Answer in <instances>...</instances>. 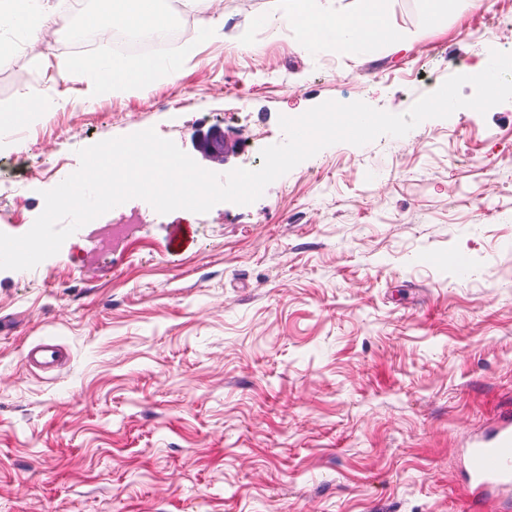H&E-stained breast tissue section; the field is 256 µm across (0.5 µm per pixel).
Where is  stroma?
<instances>
[{
	"label": "stroma",
	"mask_w": 512,
	"mask_h": 512,
	"mask_svg": "<svg viewBox=\"0 0 512 512\" xmlns=\"http://www.w3.org/2000/svg\"><path fill=\"white\" fill-rule=\"evenodd\" d=\"M281 0L171 14L187 35L143 96L87 100L71 51L8 31L0 112L57 99L0 153V232L20 236L79 149L148 128L204 169H256L280 115L327 100L407 112L460 70L512 52V0H384L411 50L342 56L257 26ZM249 31L252 47L236 45ZM223 129L218 165L197 130ZM143 216L135 237L110 227ZM31 270H0V512H477L462 451L512 412V101L336 143L249 205L158 213L134 198ZM455 253L462 276L444 263ZM51 337L70 361L32 373Z\"/></svg>",
	"instance_id": "1"
}]
</instances>
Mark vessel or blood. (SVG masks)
<instances>
[{"label":"vessel or blood","instance_id":"obj_1","mask_svg":"<svg viewBox=\"0 0 512 512\" xmlns=\"http://www.w3.org/2000/svg\"><path fill=\"white\" fill-rule=\"evenodd\" d=\"M64 356L60 345L41 340L27 349L24 360L29 367L48 370ZM464 464L475 504L492 500L500 512H512V414L472 439Z\"/></svg>","mask_w":512,"mask_h":512}]
</instances>
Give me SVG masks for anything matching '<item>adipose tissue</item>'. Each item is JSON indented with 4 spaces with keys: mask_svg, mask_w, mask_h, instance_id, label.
I'll return each instance as SVG.
<instances>
[{
    "mask_svg": "<svg viewBox=\"0 0 512 512\" xmlns=\"http://www.w3.org/2000/svg\"><path fill=\"white\" fill-rule=\"evenodd\" d=\"M156 3L157 0H112L106 12L91 15L88 23L104 37L119 27L162 28L167 20ZM64 18L54 0H0V30H21L34 42L49 43ZM278 22L294 26L302 44L327 41L343 54L356 53L377 33L398 46L410 42L405 33L387 24L381 12V0H364V10L357 18L342 11L324 14L310 0H288ZM161 70V62L155 58L144 59L132 69L114 56H73L64 61L62 74L67 81L83 85L86 95L97 96L104 91L113 95L147 93Z\"/></svg>",
    "mask_w": 512,
    "mask_h": 512,
    "instance_id": "adipose-tissue-1",
    "label": "adipose tissue"
}]
</instances>
